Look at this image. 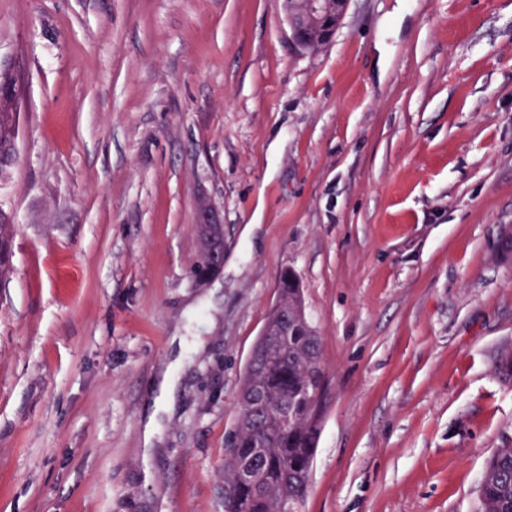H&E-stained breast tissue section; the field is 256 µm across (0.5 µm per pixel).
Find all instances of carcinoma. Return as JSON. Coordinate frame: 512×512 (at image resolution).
<instances>
[{
    "label": "carcinoma",
    "instance_id": "obj_1",
    "mask_svg": "<svg viewBox=\"0 0 512 512\" xmlns=\"http://www.w3.org/2000/svg\"><path fill=\"white\" fill-rule=\"evenodd\" d=\"M19 113L0 103V182L7 179L17 159ZM11 216L0 207V280L11 273L14 236ZM199 256L193 269L196 282L215 276L216 266L204 244L210 230L201 228ZM288 312V330L274 337L272 347L258 339L244 372L238 419L228 436L224 471L254 460L265 478L260 490L246 480H234L224 496V512H297L309 487L319 423L318 400L323 370L319 336L304 318L297 277L282 276L279 297L266 325L276 331V312ZM494 368L504 380L512 379V348L502 349ZM480 512H512V447L498 448L486 462L480 487Z\"/></svg>",
    "mask_w": 512,
    "mask_h": 512
}]
</instances>
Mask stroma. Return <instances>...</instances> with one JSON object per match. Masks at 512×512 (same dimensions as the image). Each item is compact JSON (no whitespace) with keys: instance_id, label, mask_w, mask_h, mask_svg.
<instances>
[{"instance_id":"1","label":"stroma","mask_w":512,"mask_h":512,"mask_svg":"<svg viewBox=\"0 0 512 512\" xmlns=\"http://www.w3.org/2000/svg\"><path fill=\"white\" fill-rule=\"evenodd\" d=\"M0 64V512H224L288 268L325 373L300 512H477L512 446V0H351L314 53L278 0H0ZM19 112L0 103V182L7 179L17 159V137L20 128ZM14 227L11 216L0 208V280L11 273L10 251ZM201 233L202 238L200 239L199 237V256L193 269L194 279L198 283L208 281L220 271L221 268L216 266V264L219 266L224 265V234L221 240H216L209 246L212 259L203 247L210 234V230L206 227H201Z\"/></svg>"}]
</instances>
